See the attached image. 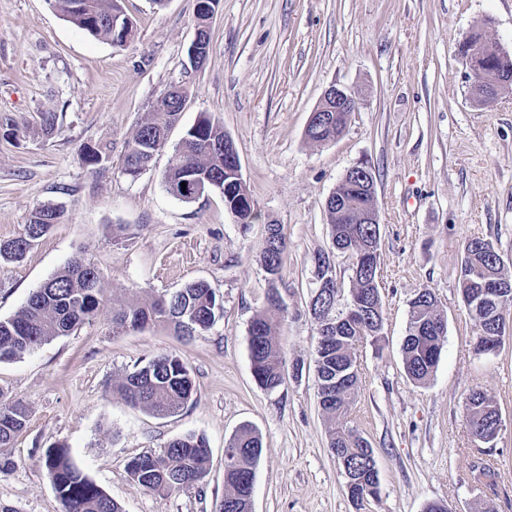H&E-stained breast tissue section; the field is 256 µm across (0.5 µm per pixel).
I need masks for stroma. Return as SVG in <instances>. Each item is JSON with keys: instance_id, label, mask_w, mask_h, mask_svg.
Instances as JSON below:
<instances>
[{"instance_id": "obj_1", "label": "stroma", "mask_w": 512, "mask_h": 512, "mask_svg": "<svg viewBox=\"0 0 512 512\" xmlns=\"http://www.w3.org/2000/svg\"><path fill=\"white\" fill-rule=\"evenodd\" d=\"M135 24L122 47L66 21L47 0H0V242L19 237L44 205L60 219L18 262H0V319L82 256L106 294L97 317L23 358L0 362V404L22 401L29 422L0 459V512H62L40 463L69 448L124 512H216L224 448L242 426L262 441L252 512H512V328L492 353L475 354L459 272L468 239L490 241L512 274V85L474 101L458 53L470 31L512 53V0H220L211 47L193 65L194 0H123ZM356 100L344 135L313 144L311 112L330 85ZM186 105L167 143L137 177L122 171L145 113L173 89ZM57 125L44 134L39 115ZM224 125L240 158L256 217L237 223L219 191L192 201L163 182L174 150L200 115ZM99 146L91 165L82 147ZM369 166L380 223L384 329L360 343L359 385L343 420L374 450L377 497L353 503L328 449L309 312L313 257L331 248L325 204L348 169ZM288 239L281 277L269 282L261 251L268 224ZM210 285L224 315L190 338L172 330H112V309L136 298ZM432 288L447 320L438 365L423 384L405 373L409 302ZM279 290L289 316L278 331L285 380L272 391L253 374L249 328ZM160 353L191 370L194 394L156 416L128 404L115 382ZM481 390L498 407L496 441L476 445L465 398ZM188 433L210 448L198 486L159 494L126 470ZM488 462L492 483L476 480Z\"/></svg>"}]
</instances>
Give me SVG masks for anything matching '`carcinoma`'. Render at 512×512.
Wrapping results in <instances>:
<instances>
[{
	"mask_svg": "<svg viewBox=\"0 0 512 512\" xmlns=\"http://www.w3.org/2000/svg\"><path fill=\"white\" fill-rule=\"evenodd\" d=\"M63 17L89 35L115 42L113 19L123 14L121 0H49ZM183 94L171 92L158 111L148 113L128 143L123 158V171L131 177L146 169L161 143L167 141L168 131L180 116ZM348 113H338V127H317L312 123L305 131L311 142L319 143L336 130H345ZM224 125L208 115H202L189 127L185 140L179 144L176 160L180 165L169 168L163 175L167 190L171 191L189 178L203 185V189L219 191L224 205L240 224L252 223V201L239 173L240 167L224 156L220 144L228 139ZM371 203L365 186L351 179L341 180L325 210L329 230L344 229L355 254H360L364 243L376 235V225L357 224L354 217ZM60 213L52 205L36 209L25 225L23 237L39 241L58 223ZM20 238L0 243V259L19 261ZM288 250L286 237L277 232L274 239L263 243L262 261L270 280L281 276ZM379 257L362 259L361 272L351 278L349 298L342 288L332 295L317 298L309 307L311 314L325 312L335 320L347 317L355 306L356 294L368 297L375 292L377 316L355 319V325L336 330L320 328L316 349L315 371L319 383L320 406L329 422L328 448L340 466L357 474L361 484L373 487L376 496L378 473L368 467L374 453L368 441L356 430L336 426V418L344 415L359 382L356 348L367 340L378 341L384 328L380 291L371 277L369 266L378 264ZM459 286L461 297H467L479 287L472 276L477 268H487L501 275L502 282L512 284V278L503 274L501 257L490 243L481 251L464 244ZM82 259L76 257L47 279L28 297L22 309L12 318L0 320V362L23 357L53 339L69 334L92 320L103 300L105 288L102 277L88 278L81 269ZM278 289H272L268 309L258 315L250 327V356L254 376L266 390L278 388L284 381L285 360L277 336L281 323L288 316L286 305L280 303ZM223 315V306L215 292L204 282H191L183 288L141 300L113 311L112 324L133 330L162 326L175 335L191 337L210 329ZM506 329L481 325L477 329L473 348L481 352L489 344H499ZM446 335V320L438 310L434 292L424 288L409 302V314L402 344L403 364L407 377L418 384L426 382L434 373ZM115 389L131 405L154 415L174 414L184 407L193 393L190 371L180 357L163 354L125 375ZM28 408L19 401L0 406V447L10 444L27 426ZM501 418L498 407L477 389L469 392L465 401V426L484 439L492 434ZM233 462L224 469L227 491L218 512H248V498L253 485L247 478L255 476V465L262 444L252 428H240L227 442ZM209 448L206 440L195 435L176 438L159 454H144L131 459L128 474L145 489L165 493L195 486L208 473ZM40 463L51 475L61 501L63 512H123L122 506L91 480L73 462L67 448L54 445L45 450Z\"/></svg>",
	"mask_w": 512,
	"mask_h": 512,
	"instance_id": "1",
	"label": "carcinoma"
}]
</instances>
